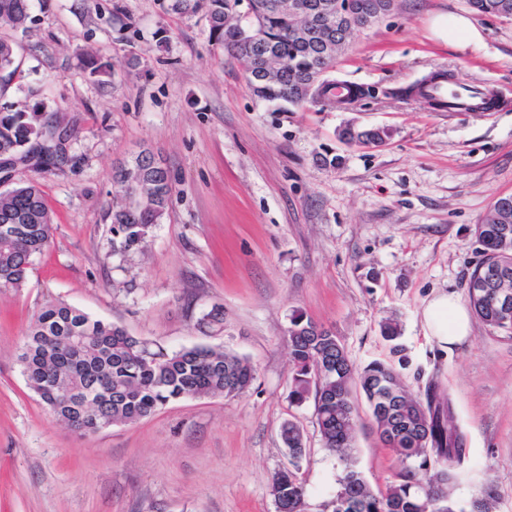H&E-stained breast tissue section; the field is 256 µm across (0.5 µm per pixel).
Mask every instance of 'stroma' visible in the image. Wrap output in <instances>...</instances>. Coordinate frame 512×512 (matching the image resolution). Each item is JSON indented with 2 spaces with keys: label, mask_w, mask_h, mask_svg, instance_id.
<instances>
[{
  "label": "stroma",
  "mask_w": 512,
  "mask_h": 512,
  "mask_svg": "<svg viewBox=\"0 0 512 512\" xmlns=\"http://www.w3.org/2000/svg\"><path fill=\"white\" fill-rule=\"evenodd\" d=\"M169 0H32L16 43V108H58L76 130L72 165L38 174L54 213L49 250L19 291L0 292V512H278L285 421L303 433L308 512L336 491L343 464L323 446L313 403L291 401L288 326L303 313L331 330L355 367L398 364L416 394L451 400L463 437L459 500L512 512V340L472 319L453 352L425 335L434 295L467 297L482 258L473 227L512 194V21L467 0H399L341 52L333 78L374 89L351 109L277 112L241 65L208 41L204 12ZM476 35L449 42L446 20ZM93 52L110 75L92 77ZM494 91L489 112L434 111L394 89L431 73ZM383 127L379 148L343 128ZM151 151L172 179L167 214L143 247L112 251L105 217L116 167ZM177 351L224 349L255 370L237 397H187L134 424L79 436L31 391L17 355L49 299ZM224 320L202 325L213 307ZM396 325L388 341L384 324ZM354 455L376 487L400 468L357 401Z\"/></svg>",
  "instance_id": "obj_1"
}]
</instances>
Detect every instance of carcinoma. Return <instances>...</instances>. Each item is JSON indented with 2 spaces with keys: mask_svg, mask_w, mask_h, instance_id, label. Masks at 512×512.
<instances>
[{
  "mask_svg": "<svg viewBox=\"0 0 512 512\" xmlns=\"http://www.w3.org/2000/svg\"><path fill=\"white\" fill-rule=\"evenodd\" d=\"M32 0H0V21L27 29ZM241 0H171L179 14L205 10L209 40L242 66L252 92L269 103H334L350 105L369 92L350 86L349 95L333 93L336 81L327 74L336 66V30L321 21L323 0H248V22L241 21ZM512 0H468L478 15L497 16ZM302 6L304 18L320 23L319 40L306 42L290 33L291 4ZM14 47L0 40V79L14 75ZM64 119L57 110L22 112L0 107V150L27 159L43 154ZM46 154V153H44ZM66 160L51 153L33 163L42 173L61 172ZM114 180L120 200L112 204V251L140 247L153 226L162 223L173 192L167 170L141 152L119 165ZM483 258L472 270L467 288L475 316L493 332L512 339V315L500 299L512 294V195L497 198L483 221L474 225ZM53 217L35 179H20L0 191V291L25 283L34 259L50 245ZM293 363L290 398L301 404L314 398L324 447L344 464L335 495L325 512H487V502L462 505L453 498L456 468L449 458L448 434L457 432L450 406L427 388L425 398L413 394L390 362L375 360L358 370L344 346L329 330L302 314L288 327ZM28 387L68 429L92 434L83 415L99 427L135 423L173 400L196 394L236 397L255 377L242 358L209 346L168 352L152 349L123 327L91 317L56 299L40 308L19 356ZM371 412L382 445L402 463L384 488L374 490L356 469L351 453L356 428L357 397ZM288 468L279 472L272 491L279 512H306L301 468L293 458L304 447L299 428L282 425Z\"/></svg>",
  "mask_w": 512,
  "mask_h": 512,
  "instance_id": "cac0c4a2",
  "label": "carcinoma"
}]
</instances>
